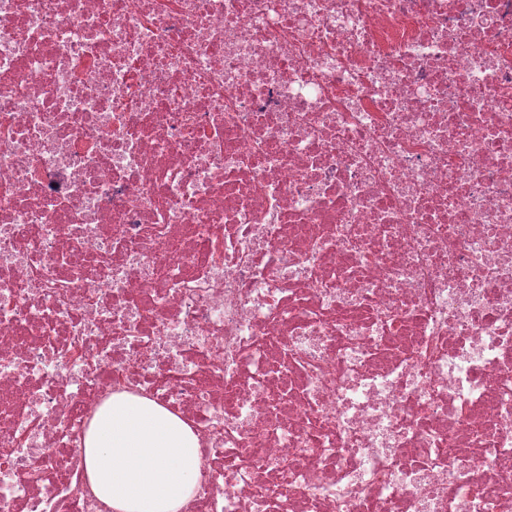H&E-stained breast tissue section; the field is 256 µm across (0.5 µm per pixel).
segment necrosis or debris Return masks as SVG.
<instances>
[{
    "label": "necrosis or debris",
    "instance_id": "obj_1",
    "mask_svg": "<svg viewBox=\"0 0 512 512\" xmlns=\"http://www.w3.org/2000/svg\"><path fill=\"white\" fill-rule=\"evenodd\" d=\"M512 512V0H0V512Z\"/></svg>",
    "mask_w": 512,
    "mask_h": 512
}]
</instances>
